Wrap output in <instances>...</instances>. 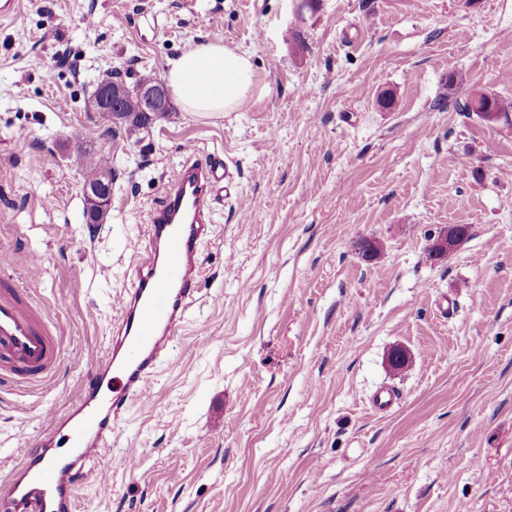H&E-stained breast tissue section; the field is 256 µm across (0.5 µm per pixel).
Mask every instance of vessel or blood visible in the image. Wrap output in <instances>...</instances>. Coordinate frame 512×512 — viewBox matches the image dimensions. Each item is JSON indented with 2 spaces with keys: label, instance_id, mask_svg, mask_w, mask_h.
Returning <instances> with one entry per match:
<instances>
[{
  "label": "vessel or blood",
  "instance_id": "obj_1",
  "mask_svg": "<svg viewBox=\"0 0 512 512\" xmlns=\"http://www.w3.org/2000/svg\"><path fill=\"white\" fill-rule=\"evenodd\" d=\"M164 202L149 218V247L138 255V274L118 299L112 344L78 399L63 416H51L39 458L19 460L0 482L12 512H75L82 483L101 482L94 463L109 447L118 418L147 399V383L168 359L176 333L195 300L202 276L200 245L210 235L212 205L226 172L204 162L195 144L182 148ZM59 333L49 310L0 278V372L41 382L60 358ZM70 451L56 452L58 441Z\"/></svg>",
  "mask_w": 512,
  "mask_h": 512
}]
</instances>
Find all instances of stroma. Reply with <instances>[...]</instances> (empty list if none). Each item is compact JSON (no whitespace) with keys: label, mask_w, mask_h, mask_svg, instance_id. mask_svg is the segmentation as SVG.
<instances>
[{"label":"stroma","mask_w":512,"mask_h":512,"mask_svg":"<svg viewBox=\"0 0 512 512\" xmlns=\"http://www.w3.org/2000/svg\"><path fill=\"white\" fill-rule=\"evenodd\" d=\"M217 33L253 57L243 111L175 104L132 136L91 114L99 78L164 74ZM480 92L512 100V0H19L0 255L62 344L46 381L0 379V476L106 355L129 242L194 141L231 176L196 301L97 463L110 494L85 485L77 512H512V124L464 111ZM78 140L116 172L104 224Z\"/></svg>","instance_id":"stroma-1"}]
</instances>
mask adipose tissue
I'll list each match as a JSON object with an SVG mask.
<instances>
[{
	"instance_id": "adipose-tissue-1",
	"label": "adipose tissue",
	"mask_w": 512,
	"mask_h": 512,
	"mask_svg": "<svg viewBox=\"0 0 512 512\" xmlns=\"http://www.w3.org/2000/svg\"><path fill=\"white\" fill-rule=\"evenodd\" d=\"M165 80L182 111L197 116L241 111L258 89L251 54L213 38L168 60Z\"/></svg>"
}]
</instances>
